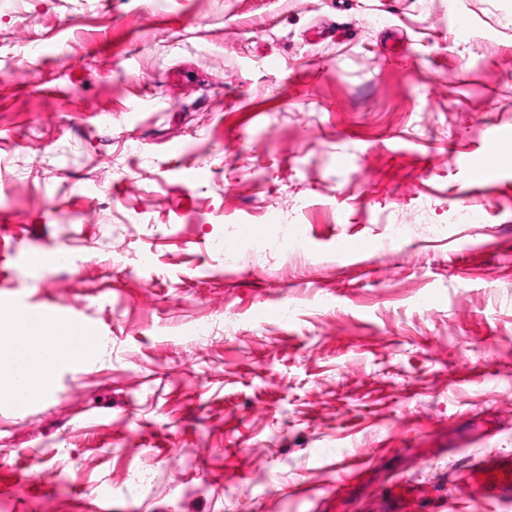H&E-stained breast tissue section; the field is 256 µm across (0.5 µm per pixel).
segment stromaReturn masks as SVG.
<instances>
[{
    "label": "stroma",
    "mask_w": 512,
    "mask_h": 512,
    "mask_svg": "<svg viewBox=\"0 0 512 512\" xmlns=\"http://www.w3.org/2000/svg\"><path fill=\"white\" fill-rule=\"evenodd\" d=\"M24 308L111 354L0 402V512H473L512 456V0H0ZM504 474V477H500ZM461 478L471 493V502L482 504L488 499L510 501L512 499V460L474 459L464 470Z\"/></svg>",
    "instance_id": "stroma-1"
}]
</instances>
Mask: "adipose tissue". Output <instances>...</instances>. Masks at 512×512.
Returning a JSON list of instances; mask_svg holds the SVG:
<instances>
[{"instance_id": "adipose-tissue-1", "label": "adipose tissue", "mask_w": 512, "mask_h": 512, "mask_svg": "<svg viewBox=\"0 0 512 512\" xmlns=\"http://www.w3.org/2000/svg\"><path fill=\"white\" fill-rule=\"evenodd\" d=\"M0 330L13 337L6 360L13 365H22L19 379L22 395L26 398L48 388L59 360L102 357L107 355L109 348L104 337L83 339L75 336L65 323L20 313L1 316Z\"/></svg>"}]
</instances>
